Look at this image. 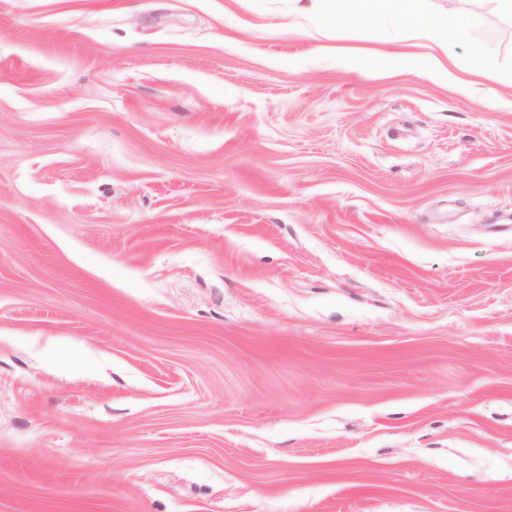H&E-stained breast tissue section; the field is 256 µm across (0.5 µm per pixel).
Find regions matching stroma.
<instances>
[{
	"label": "stroma",
	"mask_w": 512,
	"mask_h": 512,
	"mask_svg": "<svg viewBox=\"0 0 512 512\" xmlns=\"http://www.w3.org/2000/svg\"><path fill=\"white\" fill-rule=\"evenodd\" d=\"M296 8L0 0V512H512V19ZM323 1L330 2L326 20L356 28L357 37L361 40L370 39L378 31L377 26L391 22L393 17L406 22L405 40L434 46L442 53L432 56L431 75L449 83L465 81L448 69V33L432 17L429 10L431 0H311V5L302 7V10L318 16L323 11Z\"/></svg>",
	"instance_id": "stroma-1"
}]
</instances>
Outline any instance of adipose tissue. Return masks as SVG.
Instances as JSON below:
<instances>
[{"mask_svg":"<svg viewBox=\"0 0 512 512\" xmlns=\"http://www.w3.org/2000/svg\"><path fill=\"white\" fill-rule=\"evenodd\" d=\"M305 12L354 27L362 40L370 39L382 23L404 21L406 40L438 48L429 68L431 75L455 84L460 81L448 68V34L432 17L429 0H311Z\"/></svg>","mask_w":512,"mask_h":512,"instance_id":"1","label":"adipose tissue"}]
</instances>
